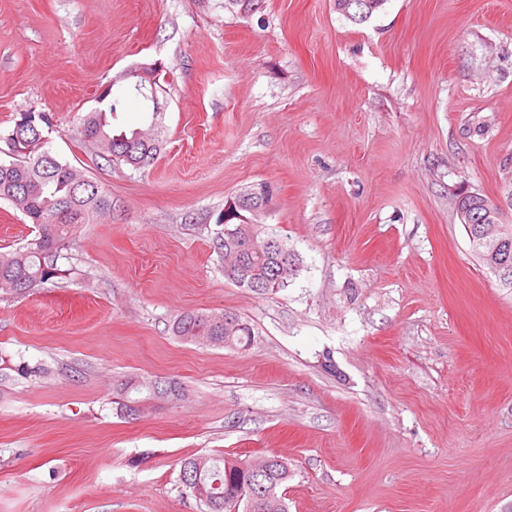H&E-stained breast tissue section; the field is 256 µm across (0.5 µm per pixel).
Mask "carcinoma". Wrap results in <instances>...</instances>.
Masks as SVG:
<instances>
[{"instance_id": "carcinoma-1", "label": "carcinoma", "mask_w": 512, "mask_h": 512, "mask_svg": "<svg viewBox=\"0 0 512 512\" xmlns=\"http://www.w3.org/2000/svg\"><path fill=\"white\" fill-rule=\"evenodd\" d=\"M388 0H334L336 12L354 24L367 22L382 10ZM122 100L104 97L101 112L91 111L81 119L80 141L87 143L108 161H119L140 170L150 166L163 149L161 133L153 129H133L115 133L112 120L121 108ZM16 126H31L44 132L52 127L51 116L44 112H24L15 120ZM15 160L0 163V200L21 211L37 230L36 236L19 248L0 251V289L18 295L30 293L51 282L60 274L58 254L71 247L81 228L92 224L112 209V199L99 190L81 191V182L95 186L96 182L81 170L62 162L47 146H28L21 142L12 149ZM493 202L478 193L463 198V208L470 215H482ZM235 232L224 234L214 242L216 252L224 257L225 267L239 264L261 283V292L274 293L288 287V280L297 271L299 259L288 256V270L283 271L267 251H240L243 240L253 230L251 224L235 223ZM224 312L193 310L179 315L172 324L174 336L189 342L217 347L241 349L251 342L252 328L241 316H235L233 329L224 327L217 316ZM181 472L199 473V478L185 488L213 512L221 503L222 512H251L247 500L238 501L236 487L258 479L249 469H241L236 458L202 456L187 458Z\"/></svg>"}]
</instances>
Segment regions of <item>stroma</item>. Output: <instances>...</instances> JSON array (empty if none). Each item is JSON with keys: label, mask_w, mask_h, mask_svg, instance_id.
Wrapping results in <instances>:
<instances>
[{"label": "stroma", "mask_w": 512, "mask_h": 512, "mask_svg": "<svg viewBox=\"0 0 512 512\" xmlns=\"http://www.w3.org/2000/svg\"><path fill=\"white\" fill-rule=\"evenodd\" d=\"M155 61L165 147L107 163L80 119ZM23 112L112 216L64 278L0 291V512H201L183 459L269 454L288 512H512V288L454 207L512 189V0H388L361 25L333 0H0V163ZM260 182L300 260L273 295L212 245ZM198 309L249 347L173 336ZM128 377L184 395L132 420ZM31 124L33 125V127L30 126V128H28L29 137L32 138V130H33V132L35 130L38 132H41V135L46 137L44 135V131L47 129V131L49 132V129L52 127L51 116L44 112L20 113L19 119L15 120L14 127L11 132L13 133L16 126H25V125H31ZM10 135H9V139H10Z\"/></svg>", "instance_id": "obj_1"}]
</instances>
